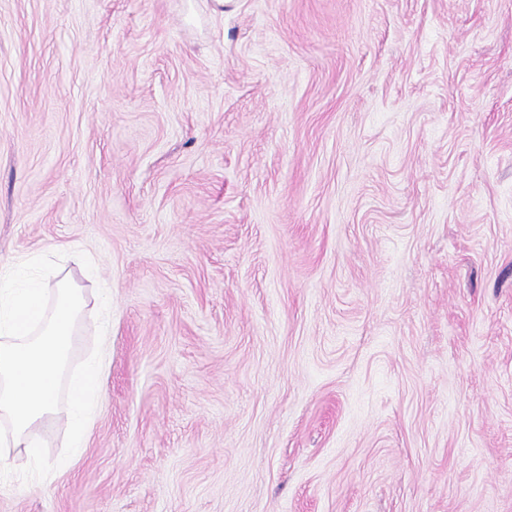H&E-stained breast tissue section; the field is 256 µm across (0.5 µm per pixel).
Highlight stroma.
Masks as SVG:
<instances>
[{"mask_svg":"<svg viewBox=\"0 0 512 512\" xmlns=\"http://www.w3.org/2000/svg\"><path fill=\"white\" fill-rule=\"evenodd\" d=\"M72 246L0 512H512V0H0V258Z\"/></svg>","mask_w":512,"mask_h":512,"instance_id":"1","label":"stroma"}]
</instances>
